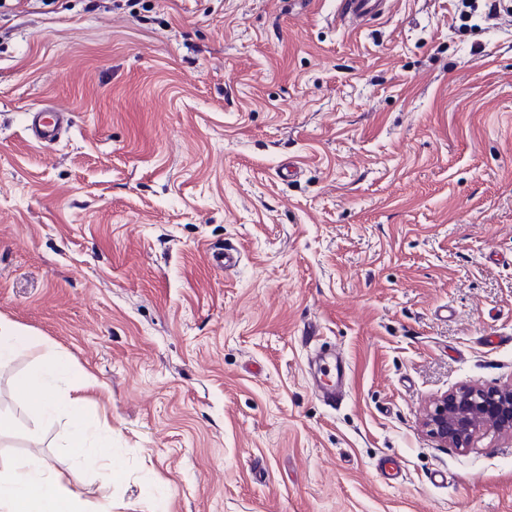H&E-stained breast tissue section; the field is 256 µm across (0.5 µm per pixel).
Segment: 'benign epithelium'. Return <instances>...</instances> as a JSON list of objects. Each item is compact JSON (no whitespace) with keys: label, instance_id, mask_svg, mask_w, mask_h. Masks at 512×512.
<instances>
[{"label":"benign epithelium","instance_id":"1","mask_svg":"<svg viewBox=\"0 0 512 512\" xmlns=\"http://www.w3.org/2000/svg\"><path fill=\"white\" fill-rule=\"evenodd\" d=\"M423 428L446 446L467 448L481 430L512 436V384L489 390L465 384L434 398Z\"/></svg>","mask_w":512,"mask_h":512}]
</instances>
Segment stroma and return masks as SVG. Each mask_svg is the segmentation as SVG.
<instances>
[{
    "label": "stroma",
    "instance_id": "1",
    "mask_svg": "<svg viewBox=\"0 0 512 512\" xmlns=\"http://www.w3.org/2000/svg\"><path fill=\"white\" fill-rule=\"evenodd\" d=\"M62 3L0 14V318L37 342L0 369V469L40 448L83 512H512V438L421 426L446 391L512 383V18ZM38 105L69 112L58 142L29 138ZM329 348L333 407L308 374ZM47 352L73 368L58 395L95 377L111 479L30 412ZM349 367L347 362L336 354L330 361L324 362L313 377L314 388L321 392L327 399L335 402L343 399L345 388L348 384Z\"/></svg>",
    "mask_w": 512,
    "mask_h": 512
}]
</instances>
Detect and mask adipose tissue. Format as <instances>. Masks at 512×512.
Returning a JSON list of instances; mask_svg holds the SVG:
<instances>
[{
	"instance_id": "obj_1",
	"label": "adipose tissue",
	"mask_w": 512,
	"mask_h": 512,
	"mask_svg": "<svg viewBox=\"0 0 512 512\" xmlns=\"http://www.w3.org/2000/svg\"><path fill=\"white\" fill-rule=\"evenodd\" d=\"M69 360L54 353L44 354L25 377L24 387L31 392V411L43 419L66 414L69 435L65 444L68 454L79 457L85 452L86 427L80 411L82 394L93 387L94 377L81 373L72 386L71 395L61 397L50 385L51 378L69 371ZM77 492L63 472L42 473L35 461L14 468L9 477L0 479V512H80Z\"/></svg>"
}]
</instances>
